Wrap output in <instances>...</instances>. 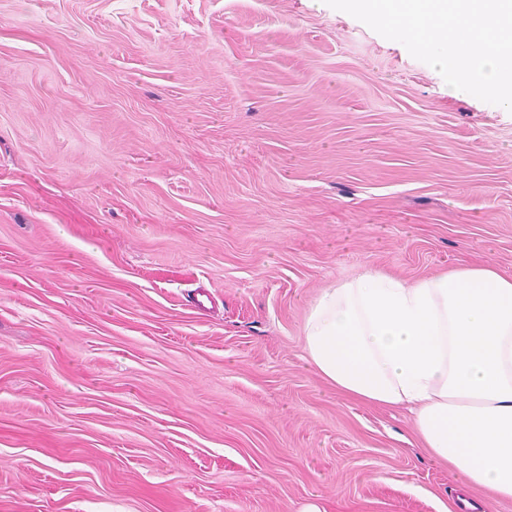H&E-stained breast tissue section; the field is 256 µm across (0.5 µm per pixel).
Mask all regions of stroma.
Here are the masks:
<instances>
[{
    "mask_svg": "<svg viewBox=\"0 0 512 512\" xmlns=\"http://www.w3.org/2000/svg\"><path fill=\"white\" fill-rule=\"evenodd\" d=\"M512 273V112L323 0H0V512H458L301 359L320 288Z\"/></svg>",
    "mask_w": 512,
    "mask_h": 512,
    "instance_id": "1",
    "label": "stroma"
}]
</instances>
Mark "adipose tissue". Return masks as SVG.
<instances>
[{"mask_svg": "<svg viewBox=\"0 0 512 512\" xmlns=\"http://www.w3.org/2000/svg\"><path fill=\"white\" fill-rule=\"evenodd\" d=\"M303 350L340 394L408 408L422 447L462 484L512 500V274L365 270L319 290Z\"/></svg>", "mask_w": 512, "mask_h": 512, "instance_id": "obj_1", "label": "adipose tissue"}]
</instances>
